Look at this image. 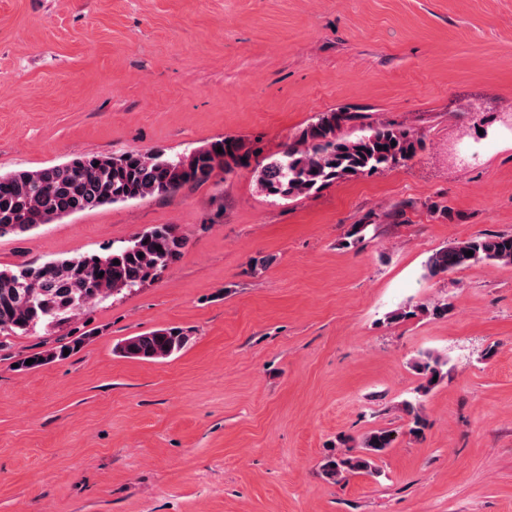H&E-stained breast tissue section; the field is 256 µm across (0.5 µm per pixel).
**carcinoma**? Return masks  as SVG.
Here are the masks:
<instances>
[{"label":"carcinoma","mask_w":512,"mask_h":512,"mask_svg":"<svg viewBox=\"0 0 512 512\" xmlns=\"http://www.w3.org/2000/svg\"><path fill=\"white\" fill-rule=\"evenodd\" d=\"M365 119L346 107L314 116L295 139L258 170L257 184L268 197L295 200L340 181L391 170L412 160L424 143L409 127L375 121L358 136L344 128ZM222 152H217V147ZM252 153L236 138L217 139L180 156L132 151L119 156L89 152L52 167L0 174V237L20 235L42 224L119 202L171 194L186 185L208 182L217 171L226 174L250 166ZM187 245L171 224H158L136 234L127 244L105 255L80 256L40 265L0 268V352L10 338L37 326L59 325L114 296L139 290L176 261ZM473 251L467 256L465 252ZM119 264H114V261ZM483 262L512 266V235L495 234L456 241L429 256L426 266L436 276ZM446 303L416 304L392 314L402 320L419 315L442 318ZM85 337L77 336L41 352L17 355L22 371L66 359ZM190 337L178 327H163L128 337L115 346L120 356L163 360L180 353ZM33 363L28 365L26 360ZM447 361L430 353L414 362L421 375L419 391L428 393L448 376ZM410 417V433L420 436L423 418L411 401L401 404ZM337 439L345 450L326 458L323 477L333 483L375 470V462L392 446L393 431L377 428L362 437L358 449Z\"/></svg>","instance_id":"cac0c4a2"}]
</instances>
